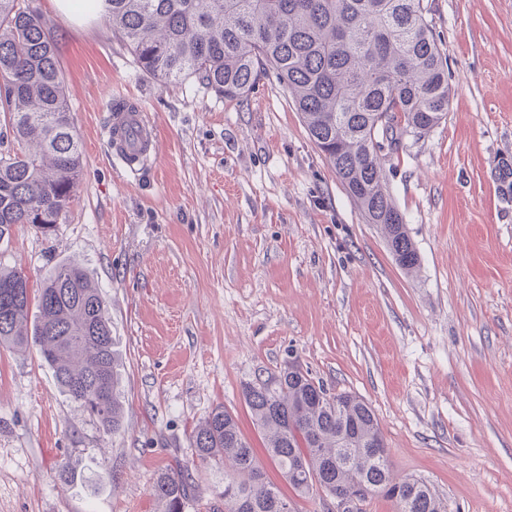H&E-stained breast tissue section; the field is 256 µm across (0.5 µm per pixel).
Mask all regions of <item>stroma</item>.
I'll list each match as a JSON object with an SVG mask.
<instances>
[{"mask_svg": "<svg viewBox=\"0 0 512 512\" xmlns=\"http://www.w3.org/2000/svg\"><path fill=\"white\" fill-rule=\"evenodd\" d=\"M448 115L381 164L420 268L408 275L316 147L287 89L238 101L143 75L96 14L39 0L83 147L55 235L15 225L0 264L31 285L59 263L105 297L124 366L123 430L103 433L35 348L0 345V512H161L158 471L186 465L193 512H224V467L193 461L216 406L264 441L241 385L294 363L369 402L396 473L448 512H512V0H428ZM157 156L127 175L105 133L115 92ZM92 486L63 483L59 463Z\"/></svg>", "mask_w": 512, "mask_h": 512, "instance_id": "1", "label": "stroma"}]
</instances>
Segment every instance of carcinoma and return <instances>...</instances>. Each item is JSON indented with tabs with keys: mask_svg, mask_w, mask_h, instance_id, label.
Segmentation results:
<instances>
[{
	"mask_svg": "<svg viewBox=\"0 0 512 512\" xmlns=\"http://www.w3.org/2000/svg\"><path fill=\"white\" fill-rule=\"evenodd\" d=\"M100 15L159 84L193 78L240 100L272 70L318 148L370 224L380 225L401 269L420 257L387 190L379 153L447 117L448 64L424 0H71ZM0 113L15 147L0 156V238L15 224L44 236L65 217L83 168L55 39L35 0H0ZM0 344L34 346L60 391L105 433L123 429L122 363L105 299L86 270L63 262L32 294L0 266ZM265 450L300 496L382 495L397 512H447L422 480L399 476L370 405L331 393L309 373L282 369L242 385ZM201 462L224 463V512H292L235 416L215 407L191 435ZM163 512L195 499L188 470L159 472Z\"/></svg>",
	"mask_w": 512,
	"mask_h": 512,
	"instance_id": "cac0c4a2",
	"label": "carcinoma"
}]
</instances>
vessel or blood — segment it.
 Masks as SVG:
<instances>
[{
	"label": "vessel or blood",
	"instance_id": "obj_1",
	"mask_svg": "<svg viewBox=\"0 0 512 512\" xmlns=\"http://www.w3.org/2000/svg\"><path fill=\"white\" fill-rule=\"evenodd\" d=\"M115 156L125 170L139 174L157 153V132L139 107L127 99H115L106 127Z\"/></svg>",
	"mask_w": 512,
	"mask_h": 512
}]
</instances>
